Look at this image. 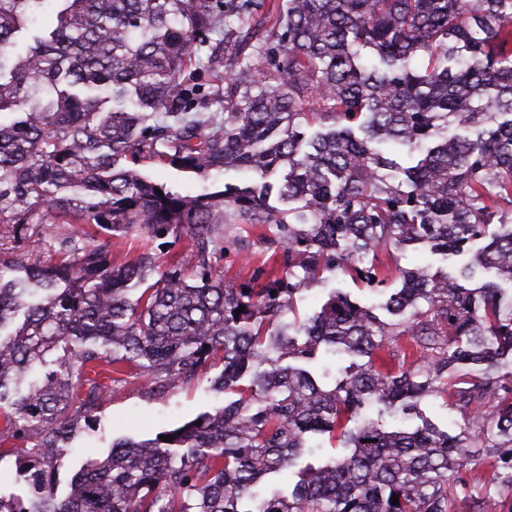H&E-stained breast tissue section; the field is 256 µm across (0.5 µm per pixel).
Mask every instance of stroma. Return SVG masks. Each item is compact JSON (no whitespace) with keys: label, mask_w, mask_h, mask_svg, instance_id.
Wrapping results in <instances>:
<instances>
[{"label":"stroma","mask_w":512,"mask_h":512,"mask_svg":"<svg viewBox=\"0 0 512 512\" xmlns=\"http://www.w3.org/2000/svg\"><path fill=\"white\" fill-rule=\"evenodd\" d=\"M138 170L184 194L212 192L223 189L228 182L245 185L252 180L251 175L235 173L224 176L214 173L204 178L193 172L148 163L140 164ZM270 254L267 243L254 236L245 239L242 245H230L219 262L225 281L249 280ZM333 288L351 291L355 299L368 305L382 298L380 292L360 287L350 277L343 276L327 283L311 284L298 303L300 313L307 315L319 309ZM145 385L142 372L130 371L126 384L102 400L89 422L82 424L55 466L51 485L58 495L69 492L70 482L83 463L108 455L113 439L122 435L149 438L162 430L178 427L199 413L214 411L224 403L223 395L213 391L206 374L191 385L169 388L160 396L147 394Z\"/></svg>","instance_id":"1"}]
</instances>
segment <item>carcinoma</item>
Returning <instances> with one entry per match:
<instances>
[{
    "mask_svg": "<svg viewBox=\"0 0 512 512\" xmlns=\"http://www.w3.org/2000/svg\"><path fill=\"white\" fill-rule=\"evenodd\" d=\"M49 2L53 24L9 62ZM18 109L0 122V444L20 442L37 491L0 495V512H456L475 456L501 463L485 512H512V294L471 287L479 269L512 285V0H0V114ZM143 160L256 180L183 194L126 166ZM495 217L456 269H399L380 315L334 288L281 321L314 281L377 288L391 248L428 242L446 261ZM36 219L84 230L18 261L8 242ZM227 224L287 249L264 283L224 282ZM132 231L187 245L167 266L148 245L112 262ZM323 350L352 358L331 387L292 365ZM217 360L215 412L169 441L113 440L63 499L45 488L128 371L160 393ZM428 396L467 426L440 430ZM370 405L378 418L356 423ZM399 412L421 425L385 427ZM326 433L350 452L298 467ZM294 469L290 493L255 498Z\"/></svg>",
    "mask_w": 512,
    "mask_h": 512,
    "instance_id": "1",
    "label": "carcinoma"
}]
</instances>
